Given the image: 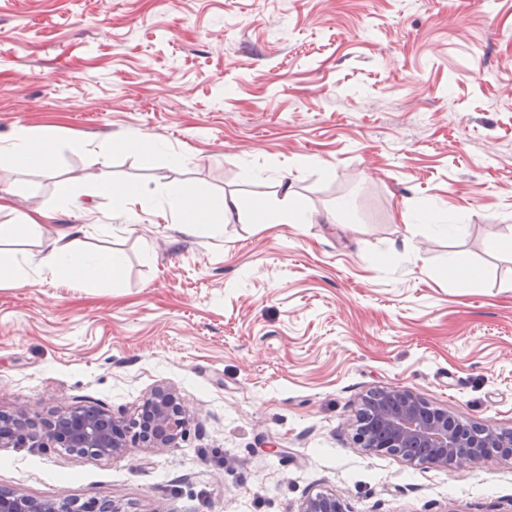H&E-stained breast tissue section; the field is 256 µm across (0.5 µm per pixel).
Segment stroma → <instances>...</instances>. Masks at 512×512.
Returning <instances> with one entry per match:
<instances>
[{
	"instance_id": "obj_1",
	"label": "stroma",
	"mask_w": 512,
	"mask_h": 512,
	"mask_svg": "<svg viewBox=\"0 0 512 512\" xmlns=\"http://www.w3.org/2000/svg\"><path fill=\"white\" fill-rule=\"evenodd\" d=\"M44 126L49 166L0 162V225L36 261L87 224L123 267L0 277V410L129 421L165 385L191 422L110 459L2 445L0 489L120 512H298L319 493L512 512V459L442 469L355 442L387 387L512 431V0H0V140ZM128 184L132 222L108 195ZM185 184L247 207L190 224L167 195ZM97 186L84 216L62 201ZM287 192L299 223H256ZM445 212L456 234L432 231Z\"/></svg>"
}]
</instances>
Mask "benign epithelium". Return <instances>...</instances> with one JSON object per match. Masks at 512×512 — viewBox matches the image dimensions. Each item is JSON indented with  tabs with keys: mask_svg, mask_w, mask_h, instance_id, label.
Here are the masks:
<instances>
[{
	"mask_svg": "<svg viewBox=\"0 0 512 512\" xmlns=\"http://www.w3.org/2000/svg\"><path fill=\"white\" fill-rule=\"evenodd\" d=\"M141 421L134 424L135 440L143 448H173L188 425V413L176 391L159 385L140 408ZM117 424L93 406L59 408L51 417L27 422L0 411V444L38 445L51 440L92 459L123 453L127 445L116 432ZM360 447L410 460L406 446L431 449L425 462L442 468L462 469L483 460L484 448H506L512 456V431H497L488 424L473 422L464 426L416 393L399 387L374 392L364 404L356 437ZM0 512H81L67 497L38 501L0 494ZM298 512H345L334 494H318L303 502Z\"/></svg>",
	"mask_w": 512,
	"mask_h": 512,
	"instance_id": "1",
	"label": "benign epithelium"
}]
</instances>
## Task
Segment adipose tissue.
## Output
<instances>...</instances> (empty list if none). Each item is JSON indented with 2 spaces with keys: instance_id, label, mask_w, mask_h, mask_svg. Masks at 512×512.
<instances>
[{
  "instance_id": "adipose-tissue-1",
  "label": "adipose tissue",
  "mask_w": 512,
  "mask_h": 512,
  "mask_svg": "<svg viewBox=\"0 0 512 512\" xmlns=\"http://www.w3.org/2000/svg\"><path fill=\"white\" fill-rule=\"evenodd\" d=\"M56 138L57 133L51 128L35 134L25 128L18 129L8 140L0 141V160L19 169L44 166L45 148ZM168 195L176 208L190 211L196 224L214 223L242 207L239 199L210 196L192 185L169 190ZM83 233V225L72 224L56 237L47 238L42 244L40 266L51 274L76 276L88 283L117 274L123 265L122 257L112 252L104 255L97 250L78 248Z\"/></svg>"
}]
</instances>
